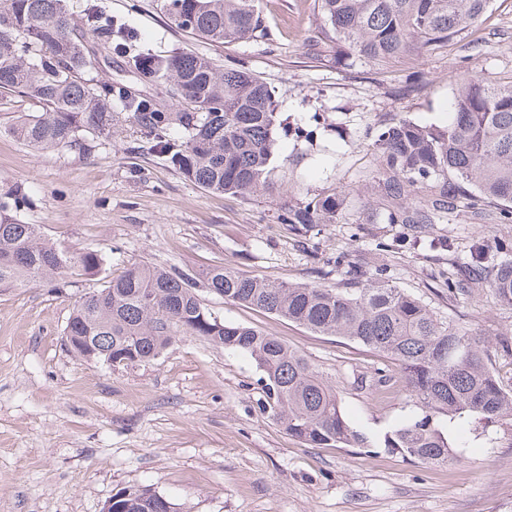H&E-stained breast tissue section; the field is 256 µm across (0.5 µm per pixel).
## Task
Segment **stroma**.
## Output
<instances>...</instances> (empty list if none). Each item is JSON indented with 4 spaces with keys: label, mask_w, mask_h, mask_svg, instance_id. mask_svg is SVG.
I'll list each match as a JSON object with an SVG mask.
<instances>
[{
    "label": "stroma",
    "mask_w": 512,
    "mask_h": 512,
    "mask_svg": "<svg viewBox=\"0 0 512 512\" xmlns=\"http://www.w3.org/2000/svg\"><path fill=\"white\" fill-rule=\"evenodd\" d=\"M118 51L102 55L112 135L86 150L41 153L0 135V199L68 255L99 254L97 275L0 288V512H102L113 494L146 487L177 512H512V425L456 421L461 458L426 465L386 450V435L420 412L391 360L354 341L203 294L216 316L260 329L303 354L335 384L370 448H314L264 409L262 373L248 354L175 333L155 360L115 368L74 354L64 329L85 295L136 264L201 273L229 266L282 283L336 287L337 257L398 288L444 320L512 336V306L482 289L449 300L448 262L471 246L512 244V224L473 219L392 224L374 142L401 119L443 125L460 76L512 82V0H493L476 28L438 51L378 67L336 58L315 41L317 0H260V40L215 45L171 26L156 0H96ZM193 51L243 68L275 92L281 125L267 176L248 196L207 192L155 153L123 95L176 111L166 83L132 56ZM345 191V217L308 236L289 208ZM388 370V386L378 382Z\"/></svg>",
    "instance_id": "35a3bbf8"
}]
</instances>
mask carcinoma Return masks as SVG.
Listing matches in <instances>:
<instances>
[{"mask_svg": "<svg viewBox=\"0 0 512 512\" xmlns=\"http://www.w3.org/2000/svg\"><path fill=\"white\" fill-rule=\"evenodd\" d=\"M259 0H158L176 29L221 45L265 37ZM318 34L336 53L377 66L431 54L477 26L491 0H317ZM112 45V20L88 5L76 14L70 0H0V90L31 92L40 110L7 128L39 152L85 149L86 135H112V87L85 78L96 70L93 45ZM134 68L173 87L189 112H162L128 99L142 133L185 179L213 193L250 194L265 184L272 156L276 111L272 90L245 69H218L193 52L143 55ZM446 126L402 119L377 137L379 164L397 178L384 183L386 197L426 198L389 223L426 224L418 209L452 218L459 208L497 224H512V84L491 87L468 74L450 103ZM344 196L311 198L288 216L309 231L337 224ZM92 273L94 252L71 257L43 240L36 225L0 202V288L42 283L74 265ZM336 288L284 284L215 267L198 278L177 267L134 265L84 297L66 326V344L82 354L90 346L115 359L149 362L181 331L250 356L263 372L265 408L288 435L318 448L366 442L345 417L328 378L278 338L229 323L200 301L204 290L230 302L283 317L307 329L358 342L394 361L421 413L385 440L388 449L429 465L461 457L440 418L469 417L487 428L512 423V385L491 367L492 341L437 317L421 299L377 276L359 281L357 270ZM485 288L512 306V259L476 246L468 260L451 264L448 296ZM113 512H155L156 492L130 488L112 495Z\"/></svg>", "mask_w": 512, "mask_h": 512, "instance_id": "obj_1", "label": "carcinoma"}]
</instances>
